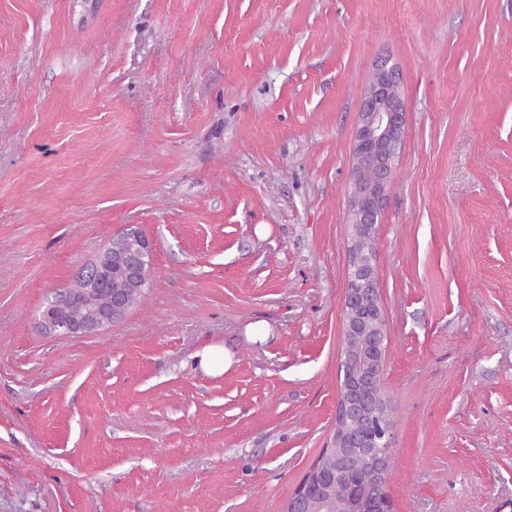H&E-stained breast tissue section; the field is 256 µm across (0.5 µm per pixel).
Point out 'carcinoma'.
Wrapping results in <instances>:
<instances>
[{
  "label": "carcinoma",
  "instance_id": "carcinoma-1",
  "mask_svg": "<svg viewBox=\"0 0 512 512\" xmlns=\"http://www.w3.org/2000/svg\"><path fill=\"white\" fill-rule=\"evenodd\" d=\"M119 256H135L139 265H152V258L137 252L133 238L121 233L112 236L104 249L85 264L83 277L75 284L89 290V299L67 307L62 318L85 322L98 311L112 309L124 316L146 297L149 283L133 280L125 264L117 260ZM354 259L358 264L350 271L349 286L357 288L362 284V273L374 264L375 252L355 225L349 249V260ZM345 314L360 328V335L342 339L348 353L346 381L350 382L364 365L363 342L371 339L376 322L374 314L364 307ZM392 427L389 400L379 384L363 415L356 417L337 410L330 445L321 451L303 478L316 483L321 477H328L324 499L305 503L304 512H364L378 487L387 484Z\"/></svg>",
  "mask_w": 512,
  "mask_h": 512
}]
</instances>
